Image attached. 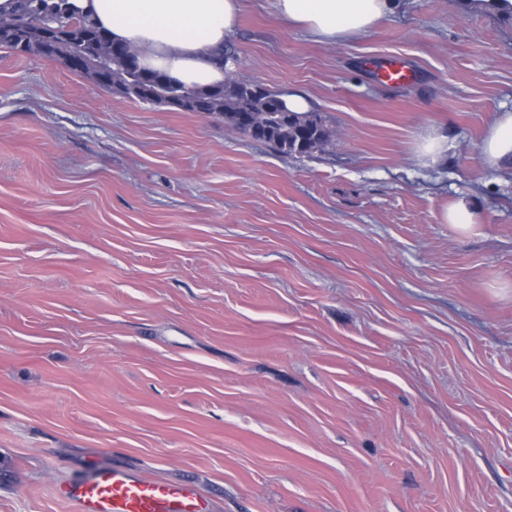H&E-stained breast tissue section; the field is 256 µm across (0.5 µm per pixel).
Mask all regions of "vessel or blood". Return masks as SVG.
<instances>
[{
    "label": "vessel or blood",
    "mask_w": 512,
    "mask_h": 512,
    "mask_svg": "<svg viewBox=\"0 0 512 512\" xmlns=\"http://www.w3.org/2000/svg\"><path fill=\"white\" fill-rule=\"evenodd\" d=\"M377 73L396 84L412 77L410 68L397 58L380 62ZM64 496L72 512H211L207 499L192 485H171L116 467L67 485Z\"/></svg>",
    "instance_id": "obj_1"
}]
</instances>
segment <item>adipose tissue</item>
<instances>
[{"mask_svg":"<svg viewBox=\"0 0 512 512\" xmlns=\"http://www.w3.org/2000/svg\"><path fill=\"white\" fill-rule=\"evenodd\" d=\"M112 41L134 48L141 66L188 85L222 84L216 60L237 25L240 0H72ZM396 0H275L278 15L323 44L372 29ZM491 168L512 167V112L491 125L481 147Z\"/></svg>","mask_w":512,"mask_h":512,"instance_id":"adipose-tissue-1","label":"adipose tissue"}]
</instances>
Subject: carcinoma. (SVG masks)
Listing matches in <instances>:
<instances>
[{
  "instance_id": "carcinoma-1",
  "label": "carcinoma",
  "mask_w": 512,
  "mask_h": 512,
  "mask_svg": "<svg viewBox=\"0 0 512 512\" xmlns=\"http://www.w3.org/2000/svg\"><path fill=\"white\" fill-rule=\"evenodd\" d=\"M67 0H20L12 19L25 25L0 26V46L16 51L26 45L25 55L49 59L79 57L93 51L96 44L110 37L86 16L66 6ZM71 71L100 84L107 82L119 95L134 101L167 106L166 98L184 100V110L224 117V122L240 131L244 119L252 123L249 137L267 144L274 151L309 157L323 151L332 140V130L318 112H280L282 94L245 81L225 82L218 87L187 86L167 75L144 68L128 69L115 58L104 72L97 74L76 66Z\"/></svg>"
}]
</instances>
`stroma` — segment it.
<instances>
[{
  "label": "stroma",
  "instance_id": "obj_1",
  "mask_svg": "<svg viewBox=\"0 0 512 512\" xmlns=\"http://www.w3.org/2000/svg\"><path fill=\"white\" fill-rule=\"evenodd\" d=\"M225 43L327 152L0 48V512H70L112 466L212 512H512V169L480 155L512 15L398 0L326 45L242 0ZM377 73L382 80L396 84L407 82L413 76L410 68L399 58H388L380 62ZM448 137L441 129H433L421 138L418 157L424 163L437 164L445 159L446 141ZM443 220L445 223L453 225L461 232H469L472 226L476 224L471 201L465 197L457 199L445 210Z\"/></svg>",
  "mask_w": 512,
  "mask_h": 512
}]
</instances>
